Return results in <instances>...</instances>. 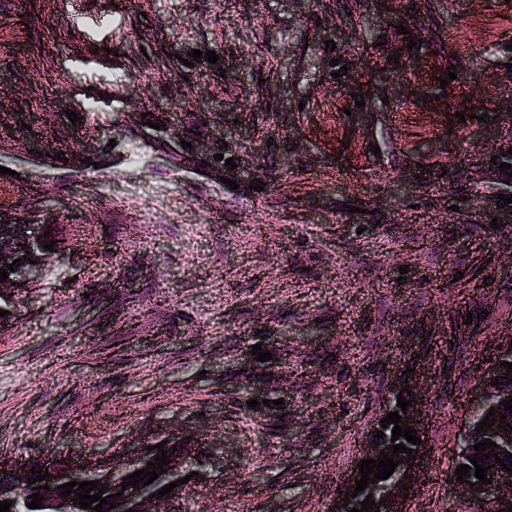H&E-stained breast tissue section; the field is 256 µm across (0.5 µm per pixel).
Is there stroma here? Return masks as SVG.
<instances>
[{"label": "stroma", "instance_id": "1", "mask_svg": "<svg viewBox=\"0 0 512 512\" xmlns=\"http://www.w3.org/2000/svg\"><path fill=\"white\" fill-rule=\"evenodd\" d=\"M473 12L495 26L457 48ZM184 97L201 134L172 116ZM98 108L110 124L87 126ZM237 126L232 190L187 159ZM1 148L22 192L0 223L81 236L0 331L1 456L129 461L143 429L185 423L224 445L178 512H332L408 369L425 452L406 512H476L453 453L512 342V0H0ZM85 148L111 156L76 167ZM144 194L150 230L125 215ZM174 198L199 215L169 219Z\"/></svg>", "mask_w": 512, "mask_h": 512}]
</instances>
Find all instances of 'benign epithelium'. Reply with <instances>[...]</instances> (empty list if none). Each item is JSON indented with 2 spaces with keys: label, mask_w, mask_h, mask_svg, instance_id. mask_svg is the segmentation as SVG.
<instances>
[{
  "label": "benign epithelium",
  "mask_w": 512,
  "mask_h": 512,
  "mask_svg": "<svg viewBox=\"0 0 512 512\" xmlns=\"http://www.w3.org/2000/svg\"><path fill=\"white\" fill-rule=\"evenodd\" d=\"M45 230L46 225L44 224H26L14 236L9 248H0V269L4 268L6 263L12 264L17 256L24 255L28 251L31 252L30 258L34 260V263L28 264V271L24 277L17 280L9 278L0 283V302L3 300L14 301L24 287L41 277L43 260L40 236L44 235ZM503 361L512 363V344L502 352L493 367L480 378L475 387L476 395L472 401V409L480 408L484 404L487 395L494 391L492 383H503V376L505 375L512 378V373H507V368L501 366ZM404 388L411 391L409 395L403 394L404 399L411 401V406L407 407V413L402 415L400 426L404 428L412 427L416 430V436L419 437L421 436V423L417 415L416 403H414L418 394L413 382L407 383L402 379L393 386L391 391L392 405L389 411H401V408L397 407V395ZM501 424H503V421L498 419L494 422V426L488 429V434L501 442L497 449L492 446L486 448L488 453L495 452V455L489 457L491 470L487 471V475L493 476L492 483L483 485L475 477L468 478L466 483H458L464 498L477 506L482 504L488 506L500 501L512 503V475L495 464V457L498 456L505 460L507 467L512 469V463L506 461L507 453H512V431L506 432L499 428ZM164 439L185 446L184 451L171 454L172 463L166 465L168 472L175 475V481H177V486L169 494L151 497L144 494L139 486L122 488L121 483H123V477L126 476L128 471V464L114 458L89 462L81 468L76 467L68 460L61 464L54 460H46L42 463L41 468L48 469L51 477L37 482V485L41 486V489L37 490V496L42 498L43 512H82L79 502L73 501L69 497L60 496L61 489H59V486L70 481L88 482L105 468L112 473V477L104 481L105 486L108 487V491L104 492V495L108 496V502L113 504V512H126L127 506L130 504L135 506L134 512H172V510L165 508L164 504L179 494L182 487V484H180L181 478L198 471V459L207 458L210 450L207 443L188 432L184 425L169 429L164 435ZM375 441L379 442V445H373ZM388 447L389 444L378 438L377 430L374 429L367 438L365 458L376 460L380 457V452L388 450ZM396 459L400 460L401 464L395 469L388 481L383 484L380 482L369 484L365 490L358 493L357 497L350 499L348 506H340L334 509L333 512H349L353 508L359 509L361 508V502L369 494L372 495L373 501L379 503V506L368 510V512H404L403 504L406 490L402 489V486L408 487L411 485L412 478H410V475L413 474V470L408 468L410 461L407 460V454L400 453L396 456ZM30 469L31 462L23 457H18L8 466L0 463V479L5 480L14 489L19 490L29 483V479L32 477ZM471 482L475 483V486H469ZM45 484L50 486V489H43ZM121 490L124 491V495L115 496V493Z\"/></svg>",
  "instance_id": "obj_1"
}]
</instances>
